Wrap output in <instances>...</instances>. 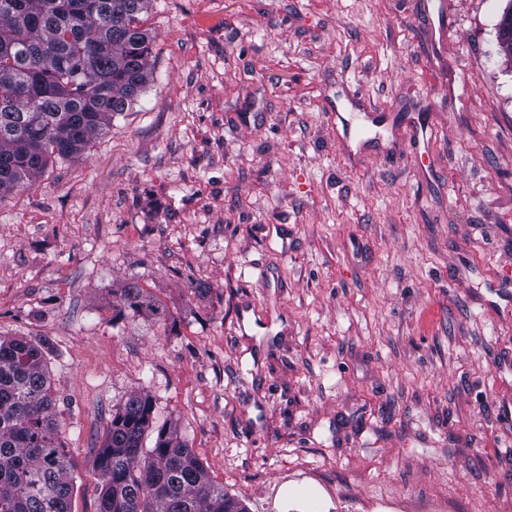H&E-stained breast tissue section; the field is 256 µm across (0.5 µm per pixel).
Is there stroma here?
<instances>
[{"instance_id": "stroma-1", "label": "stroma", "mask_w": 512, "mask_h": 512, "mask_svg": "<svg viewBox=\"0 0 512 512\" xmlns=\"http://www.w3.org/2000/svg\"><path fill=\"white\" fill-rule=\"evenodd\" d=\"M508 1L150 0L144 91L0 201L74 512L135 392L249 512H512ZM112 311L114 319L128 314L157 316L161 313L159 304L135 282L121 288L118 299L112 302Z\"/></svg>"}]
</instances>
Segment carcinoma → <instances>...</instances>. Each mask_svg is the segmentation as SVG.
Segmentation results:
<instances>
[{
	"label": "carcinoma",
	"mask_w": 512,
	"mask_h": 512,
	"mask_svg": "<svg viewBox=\"0 0 512 512\" xmlns=\"http://www.w3.org/2000/svg\"><path fill=\"white\" fill-rule=\"evenodd\" d=\"M150 0H0V200L53 160L80 152L149 82ZM112 319L157 316L130 282ZM49 347L0 336V512H73L74 463L54 412ZM156 432L154 446L143 447ZM98 512H249L215 484L177 429L155 425L150 395L112 411L96 458Z\"/></svg>",
	"instance_id": "carcinoma-1"
}]
</instances>
